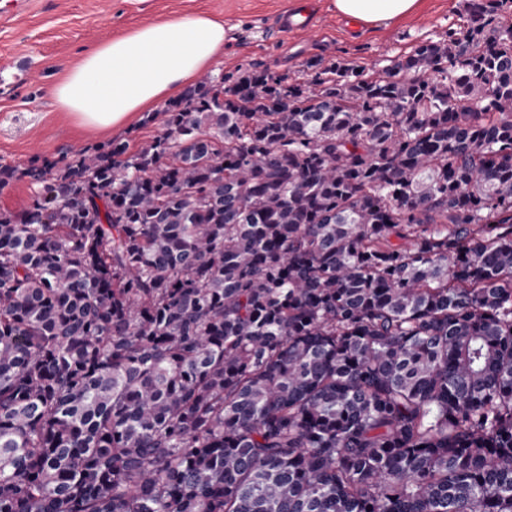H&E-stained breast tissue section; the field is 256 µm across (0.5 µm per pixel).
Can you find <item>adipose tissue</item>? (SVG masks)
<instances>
[{"label": "adipose tissue", "mask_w": 512, "mask_h": 512, "mask_svg": "<svg viewBox=\"0 0 512 512\" xmlns=\"http://www.w3.org/2000/svg\"><path fill=\"white\" fill-rule=\"evenodd\" d=\"M420 0H334L337 12L368 26L403 18ZM224 49V25L204 15L153 22L89 51L52 97L83 126L112 131L131 114L177 96Z\"/></svg>", "instance_id": "adipose-tissue-1"}]
</instances>
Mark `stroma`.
Here are the masks:
<instances>
[{
  "mask_svg": "<svg viewBox=\"0 0 512 512\" xmlns=\"http://www.w3.org/2000/svg\"><path fill=\"white\" fill-rule=\"evenodd\" d=\"M311 3L317 25L288 33L283 12ZM203 14L224 24V50L204 70L210 80L254 66L289 81L308 83L302 64L317 58H345L366 74L382 71L448 25H463V0H422L404 19L347 30L334 0H35L20 18L0 23V65L29 70L27 80L0 82V163L26 168L32 161L71 157L119 138L138 149L154 136L156 124L135 116L109 134L79 127L53 105L52 90L93 46L163 18Z\"/></svg>",
  "mask_w": 512,
  "mask_h": 512,
  "instance_id": "obj_1",
  "label": "stroma"
}]
</instances>
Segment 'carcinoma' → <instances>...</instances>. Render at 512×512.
Listing matches in <instances>:
<instances>
[{
	"label": "carcinoma",
	"instance_id": "cac0c4a2",
	"mask_svg": "<svg viewBox=\"0 0 512 512\" xmlns=\"http://www.w3.org/2000/svg\"><path fill=\"white\" fill-rule=\"evenodd\" d=\"M464 11L0 163V512H512V0ZM34 194L35 188L26 179H13L0 188V210L20 212L29 205Z\"/></svg>",
	"mask_w": 512,
	"mask_h": 512
}]
</instances>
